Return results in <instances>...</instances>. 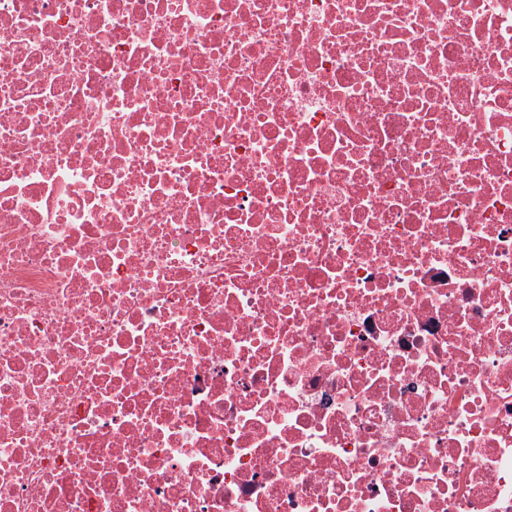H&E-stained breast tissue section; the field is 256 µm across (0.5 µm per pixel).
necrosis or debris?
<instances>
[{
	"label": "necrosis or debris",
	"instance_id": "necrosis-or-debris-1",
	"mask_svg": "<svg viewBox=\"0 0 512 512\" xmlns=\"http://www.w3.org/2000/svg\"><path fill=\"white\" fill-rule=\"evenodd\" d=\"M0 512H512V0H0Z\"/></svg>",
	"mask_w": 512,
	"mask_h": 512
}]
</instances>
